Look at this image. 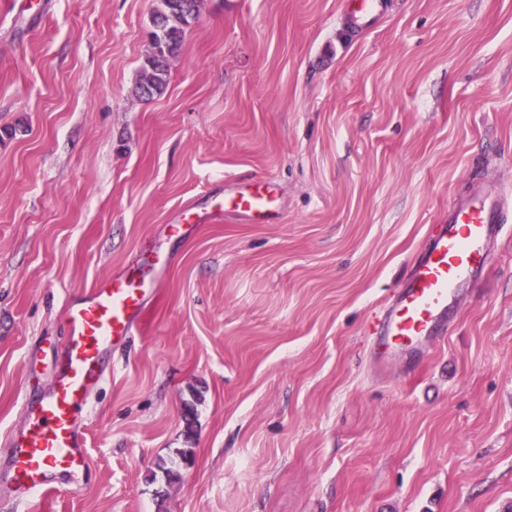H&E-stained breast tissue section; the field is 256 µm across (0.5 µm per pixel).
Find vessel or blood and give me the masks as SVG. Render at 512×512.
Returning <instances> with one entry per match:
<instances>
[{
    "label": "vessel or blood",
    "instance_id": "vessel-or-blood-1",
    "mask_svg": "<svg viewBox=\"0 0 512 512\" xmlns=\"http://www.w3.org/2000/svg\"><path fill=\"white\" fill-rule=\"evenodd\" d=\"M224 215L252 224L280 221L275 192L265 181L226 195ZM511 221L512 195L498 183L457 198L376 323L380 361L402 358L443 334L449 310L485 273L491 249ZM154 293L143 281L118 277L67 302L66 340L53 382L41 399L26 402L27 427L10 440V488L43 496L61 479L88 472L87 437L77 420L89 407V391L105 380V354L138 335L144 304Z\"/></svg>",
    "mask_w": 512,
    "mask_h": 512
}]
</instances>
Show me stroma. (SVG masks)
<instances>
[{"label":"stroma","instance_id":"1","mask_svg":"<svg viewBox=\"0 0 512 512\" xmlns=\"http://www.w3.org/2000/svg\"><path fill=\"white\" fill-rule=\"evenodd\" d=\"M156 5L0 0V480L67 299L152 254L50 512H512V223L443 340L373 344L453 199L512 185V0H201L143 101ZM257 180L280 223L210 221Z\"/></svg>","mask_w":512,"mask_h":512}]
</instances>
